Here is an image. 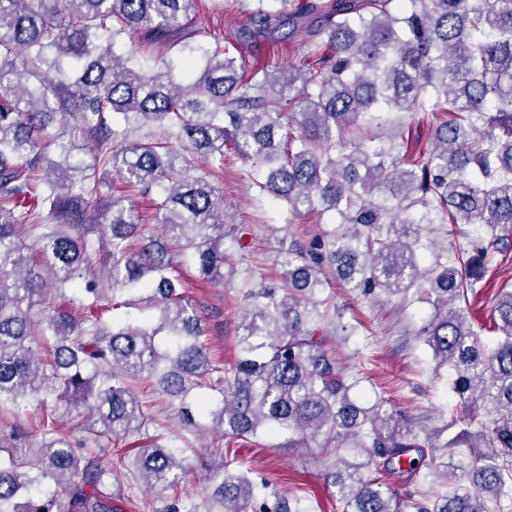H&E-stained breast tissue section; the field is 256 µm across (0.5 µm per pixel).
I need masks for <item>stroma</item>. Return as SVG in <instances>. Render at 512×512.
<instances>
[{
	"label": "stroma",
	"instance_id": "1",
	"mask_svg": "<svg viewBox=\"0 0 512 512\" xmlns=\"http://www.w3.org/2000/svg\"><path fill=\"white\" fill-rule=\"evenodd\" d=\"M254 0H212L209 9L197 13L185 27L191 45L213 46L222 42L231 53L249 64L268 70L300 65L307 51L304 31L282 27L270 34L245 36ZM261 176L238 160L227 159L219 184L224 192V210L231 222L243 226L244 243L249 249L237 264L236 274L224 286L203 280L189 262L176 263L174 274L187 295L205 312L203 327L214 356L231 362L235 356L236 328L246 306L247 291L262 283L277 281L282 267L276 261L278 242L292 235L304 240L337 231L339 217L295 215L286 206L257 186ZM468 227L455 224H426L421 230V266H429L433 255L447 253L465 243ZM512 284V250L497 256L491 270L477 285L474 307L478 321L488 322L498 289ZM326 293L335 303L338 317L329 327L324 348L334 359L353 395L363 403L388 401L404 412L420 438H431L442 445L452 437L449 424L458 400L448 376H435L429 347L418 331L431 308L407 296L365 297L332 283ZM144 405L162 425L168 444L175 446L189 474L182 487L195 492L196 503H203L205 486L201 462L216 465L232 463L245 472L258 490L247 512H263L266 503L282 497L301 512H343L336 490L325 480V473L336 461L334 449L311 445L308 448L274 447L273 436H228L220 448L211 447L210 424L198 428L181 425L171 401L154 382L139 385ZM121 512H163L173 492L148 490L139 477L123 480L115 488Z\"/></svg>",
	"mask_w": 512,
	"mask_h": 512
}]
</instances>
